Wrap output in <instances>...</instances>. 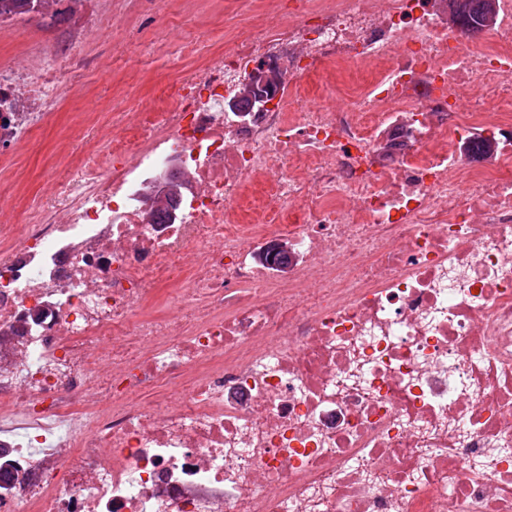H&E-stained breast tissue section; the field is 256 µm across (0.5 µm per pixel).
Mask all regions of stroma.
I'll use <instances>...</instances> for the list:
<instances>
[{
    "label": "stroma",
    "mask_w": 512,
    "mask_h": 512,
    "mask_svg": "<svg viewBox=\"0 0 512 512\" xmlns=\"http://www.w3.org/2000/svg\"><path fill=\"white\" fill-rule=\"evenodd\" d=\"M83 10L106 19L81 50L86 68L77 73L80 89L59 104L23 144L0 146V196L11 199L18 220H31L50 175H65L81 159L79 133L87 113L99 116L101 136L112 130V114L138 103L164 104L168 85L180 68L196 64L208 49L223 45L229 31L253 24L241 0H144L125 11L121 0H84ZM62 22L33 17L0 34V62H10L25 43L52 47Z\"/></svg>",
    "instance_id": "obj_1"
}]
</instances>
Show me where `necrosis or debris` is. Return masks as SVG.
<instances>
[{
	"label": "necrosis or debris",
	"mask_w": 512,
	"mask_h": 512,
	"mask_svg": "<svg viewBox=\"0 0 512 512\" xmlns=\"http://www.w3.org/2000/svg\"><path fill=\"white\" fill-rule=\"evenodd\" d=\"M496 9L268 0L107 150L88 125L34 220L0 199V512H512ZM100 26L0 65V146L73 97L46 61ZM494 0H449L451 20L456 23L469 24L472 16L484 25L489 26L495 19ZM490 20L491 24H485Z\"/></svg>",
	"instance_id": "4bbe7bcc"
}]
</instances>
